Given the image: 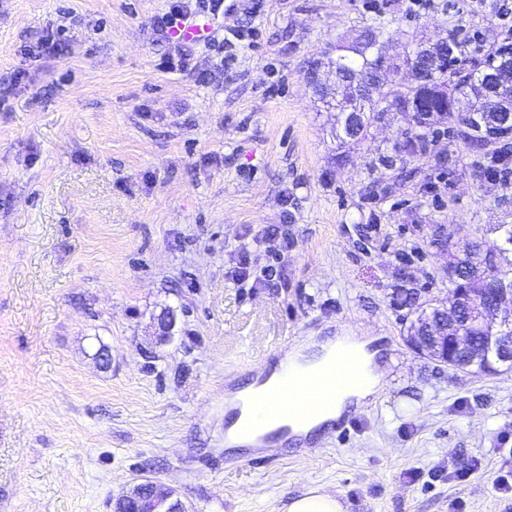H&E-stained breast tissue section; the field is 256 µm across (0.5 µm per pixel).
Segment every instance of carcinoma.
I'll return each mask as SVG.
<instances>
[{"instance_id":"obj_1","label":"carcinoma","mask_w":512,"mask_h":512,"mask_svg":"<svg viewBox=\"0 0 512 512\" xmlns=\"http://www.w3.org/2000/svg\"><path fill=\"white\" fill-rule=\"evenodd\" d=\"M391 39H383L380 27L362 30L354 42L340 48L336 57L328 58L327 67L337 72L336 88L328 91L314 83L316 95L336 111V122H341L342 110L354 107L364 115V124L380 119L386 112H403L408 104L418 102L423 111L414 115L413 126L404 133L397 145L401 161L405 164L427 155L431 128L430 111H441L446 124L444 133L448 142L458 139L470 146L482 148L490 155V168L503 166L500 178L508 182L509 144L512 143V82L501 84L498 111L489 113L484 107L483 78L485 70L512 66V59H498L494 52L484 59H477L465 51V43L455 34L441 40L453 43L456 54L438 56V47H419L410 50L389 49ZM493 231L500 233V240L487 241L480 237L473 242L466 258L448 268V287L489 288L494 282L512 287V269L505 270L492 262L503 257L512 247V224H495ZM395 303L410 313L433 316L448 314V321L456 319L457 310L449 311L432 304L414 288L398 289ZM475 343L468 357L471 367L487 376L491 371L484 355V340L480 328L459 321Z\"/></svg>"}]
</instances>
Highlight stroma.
<instances>
[{
  "label": "stroma",
  "mask_w": 512,
  "mask_h": 512,
  "mask_svg": "<svg viewBox=\"0 0 512 512\" xmlns=\"http://www.w3.org/2000/svg\"><path fill=\"white\" fill-rule=\"evenodd\" d=\"M233 2L216 45L166 70L170 0H0V512H112L144 478L188 512H285L312 487L347 512H512L493 487L512 466V371L413 353L393 301L447 297L436 231L512 224V185L444 137L401 173L407 112L339 147L309 79L333 87L322 60L367 27L401 47L460 23L490 50L499 20L483 0ZM60 27L67 53L28 56ZM273 230L287 254L261 239ZM243 242L280 278L234 287ZM336 336L368 340L383 374L343 430L306 452L225 451V374L249 382L285 340Z\"/></svg>",
  "instance_id": "stroma-1"
}]
</instances>
